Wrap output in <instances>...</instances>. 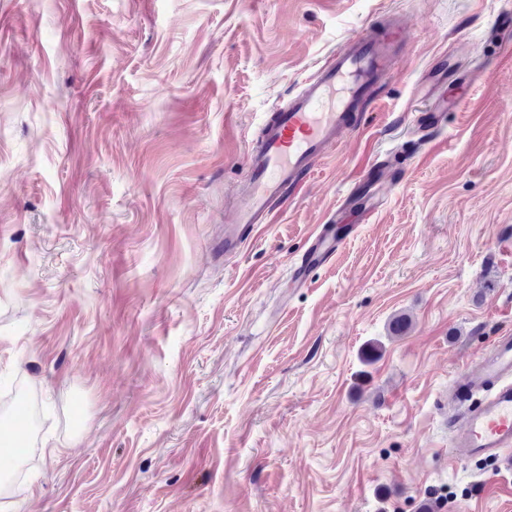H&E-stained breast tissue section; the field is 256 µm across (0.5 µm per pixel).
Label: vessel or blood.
I'll return each instance as SVG.
<instances>
[{
	"mask_svg": "<svg viewBox=\"0 0 512 512\" xmlns=\"http://www.w3.org/2000/svg\"><path fill=\"white\" fill-rule=\"evenodd\" d=\"M400 19L379 30L359 33L306 78L287 106L276 108L264 123L263 137L246 156L249 179L224 227V252L239 253L253 229L266 223L273 209L296 190L335 147L355 113L366 111L373 88L407 50ZM377 211L381 193L360 196L350 190L335 212L318 225L296 269L299 287L338 254L351 238L343 224L357 204ZM455 413L452 445L470 460L488 462L512 450V336L499 337L469 361L448 392Z\"/></svg>",
	"mask_w": 512,
	"mask_h": 512,
	"instance_id": "vessel-or-blood-1",
	"label": "vessel or blood"
}]
</instances>
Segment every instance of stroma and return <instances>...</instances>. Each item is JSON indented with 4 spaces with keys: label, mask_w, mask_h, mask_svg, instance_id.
<instances>
[{
    "label": "stroma",
    "mask_w": 512,
    "mask_h": 512,
    "mask_svg": "<svg viewBox=\"0 0 512 512\" xmlns=\"http://www.w3.org/2000/svg\"><path fill=\"white\" fill-rule=\"evenodd\" d=\"M512 0H0V410L17 512H512L448 390L512 334ZM410 52L224 255L247 146L391 16ZM458 103L415 125L426 74ZM405 174L312 284L316 224ZM406 327L394 331L396 317Z\"/></svg>",
    "instance_id": "stroma-1"
}]
</instances>
